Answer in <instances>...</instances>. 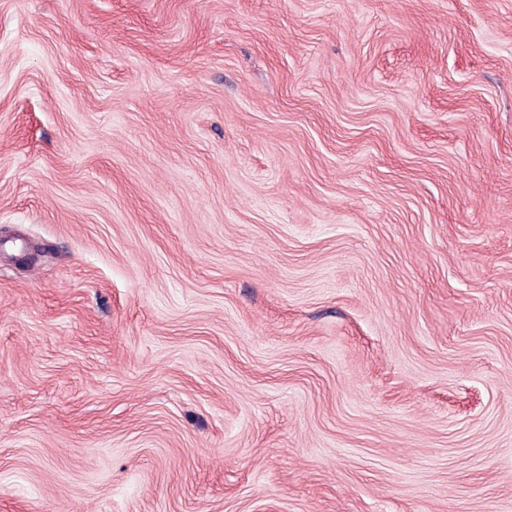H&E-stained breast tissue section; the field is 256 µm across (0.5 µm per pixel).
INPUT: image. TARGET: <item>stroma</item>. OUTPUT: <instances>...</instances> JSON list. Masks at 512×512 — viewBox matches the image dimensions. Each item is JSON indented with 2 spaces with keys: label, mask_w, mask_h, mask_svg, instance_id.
<instances>
[{
  "label": "stroma",
  "mask_w": 512,
  "mask_h": 512,
  "mask_svg": "<svg viewBox=\"0 0 512 512\" xmlns=\"http://www.w3.org/2000/svg\"><path fill=\"white\" fill-rule=\"evenodd\" d=\"M0 512H512V0H0Z\"/></svg>",
  "instance_id": "35a3bbf8"
}]
</instances>
